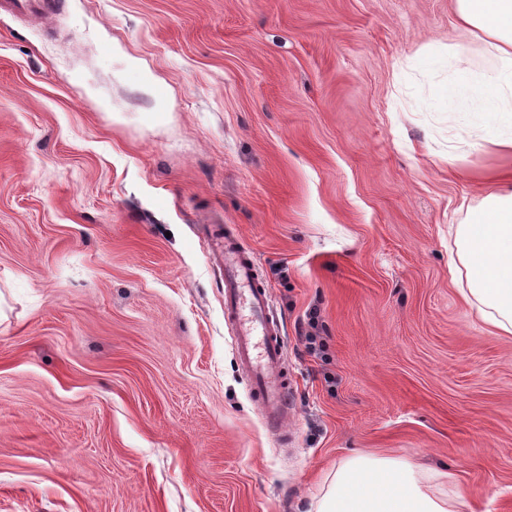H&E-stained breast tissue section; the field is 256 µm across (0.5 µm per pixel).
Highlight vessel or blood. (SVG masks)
I'll return each mask as SVG.
<instances>
[{
	"label": "vessel or blood",
	"instance_id": "b4317fda",
	"mask_svg": "<svg viewBox=\"0 0 512 512\" xmlns=\"http://www.w3.org/2000/svg\"><path fill=\"white\" fill-rule=\"evenodd\" d=\"M217 249L224 266V314L237 328L239 361L250 376L263 416L273 426L288 411L283 341L266 314V291L257 280L251 255L230 237Z\"/></svg>",
	"mask_w": 512,
	"mask_h": 512
}]
</instances>
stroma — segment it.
I'll list each match as a JSON object with an SVG mask.
<instances>
[{
	"instance_id": "35a3bbf8",
	"label": "stroma",
	"mask_w": 512,
	"mask_h": 512,
	"mask_svg": "<svg viewBox=\"0 0 512 512\" xmlns=\"http://www.w3.org/2000/svg\"><path fill=\"white\" fill-rule=\"evenodd\" d=\"M58 4L0 9V512H307L355 450L512 512V339L448 274L512 156L448 108L493 65L455 0ZM224 233L283 339L276 428ZM216 246L223 257L224 315L237 328L238 358L250 376L263 416L275 426L288 411L282 337L266 314V291L257 280L251 255L225 235Z\"/></svg>"
}]
</instances>
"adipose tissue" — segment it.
I'll return each instance as SVG.
<instances>
[{
    "instance_id": "obj_1",
    "label": "adipose tissue",
    "mask_w": 512,
    "mask_h": 512,
    "mask_svg": "<svg viewBox=\"0 0 512 512\" xmlns=\"http://www.w3.org/2000/svg\"><path fill=\"white\" fill-rule=\"evenodd\" d=\"M461 29L482 33L494 70L451 85L449 106L500 123L495 143L512 152V0H456ZM499 192L470 210L454 230L457 257L449 274L468 306L494 335L512 337V174H499ZM465 499L456 479L393 456L356 453L341 463L314 512H459Z\"/></svg>"
}]
</instances>
